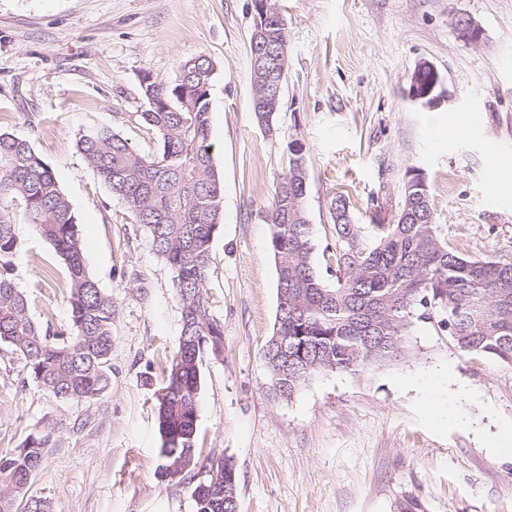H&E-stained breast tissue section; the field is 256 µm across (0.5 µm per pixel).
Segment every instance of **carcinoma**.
<instances>
[{
    "label": "carcinoma",
    "instance_id": "1",
    "mask_svg": "<svg viewBox=\"0 0 512 512\" xmlns=\"http://www.w3.org/2000/svg\"><path fill=\"white\" fill-rule=\"evenodd\" d=\"M284 39V19L278 16L269 23L268 38L251 43L255 92L264 88L267 70L277 67ZM214 70L209 58L198 55L180 65L171 88L143 75L141 117L159 137L157 154L138 153L108 128L78 141L135 223L148 230L171 272L181 333L155 399L160 454L174 477L199 464L200 366L204 355L224 350V327L209 313L206 289L223 206L209 142ZM307 182V148L294 139L288 143V174L277 183L267 214L278 305L262 358L276 394L290 398L320 374L362 372L399 357L416 322L433 315L461 353L512 366V260L475 258L448 247L420 175L406 181L394 222L373 224L368 234L353 222L346 195L331 202L336 242L326 248V262L336 275L333 284L316 267ZM19 214L65 264L67 332L36 324L27 295L14 282L11 258L22 248L14 231ZM115 314L112 296L85 264L76 217L52 170L30 140L0 133V343L24 358L44 391L66 401L93 400L111 384ZM54 434L55 427L47 426L0 453V512H51L50 503L30 490ZM224 465L214 458L205 465V483L192 489L196 512H227Z\"/></svg>",
    "mask_w": 512,
    "mask_h": 512
}]
</instances>
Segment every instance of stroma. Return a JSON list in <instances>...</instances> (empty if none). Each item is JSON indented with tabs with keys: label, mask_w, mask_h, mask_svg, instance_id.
<instances>
[{
	"label": "stroma",
	"mask_w": 512,
	"mask_h": 512,
	"mask_svg": "<svg viewBox=\"0 0 512 512\" xmlns=\"http://www.w3.org/2000/svg\"><path fill=\"white\" fill-rule=\"evenodd\" d=\"M286 81L270 128L253 108L252 0H0V132L30 139L69 201L87 267L116 307L112 383L93 402L63 401L0 344V451L57 422L31 491L53 512H195L192 485L161 474L155 391L178 348L171 273L78 148L107 126L156 153L140 79L174 85L208 56L210 139L223 185L206 283L224 351L201 369L203 453L236 469L239 512H512V456L489 445L512 426V366L462 355L420 320L406 352L364 375L328 372L275 397L262 347L277 310L263 215L288 172L289 141L308 150L307 219L316 248L334 242L330 203L355 223L393 221L420 174L449 244L512 259V0H278ZM483 29L461 41L457 14ZM444 100L412 101L421 63ZM480 115L484 136L460 132ZM495 169V182L486 179ZM12 277L35 323L70 327L69 283L51 244L17 220ZM465 386L460 419L448 384Z\"/></svg>",
	"instance_id": "stroma-1"
}]
</instances>
